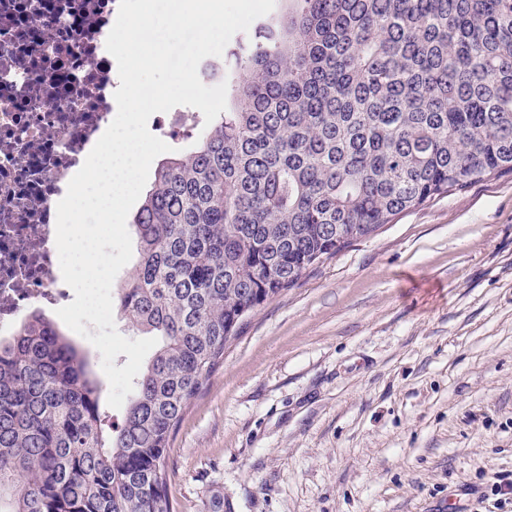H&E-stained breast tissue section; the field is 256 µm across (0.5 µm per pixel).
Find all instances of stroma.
<instances>
[{
	"mask_svg": "<svg viewBox=\"0 0 512 512\" xmlns=\"http://www.w3.org/2000/svg\"><path fill=\"white\" fill-rule=\"evenodd\" d=\"M176 512H448L512 478V174L258 307L169 444Z\"/></svg>",
	"mask_w": 512,
	"mask_h": 512,
	"instance_id": "1",
	"label": "stroma"
}]
</instances>
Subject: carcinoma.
<instances>
[{
  "mask_svg": "<svg viewBox=\"0 0 512 512\" xmlns=\"http://www.w3.org/2000/svg\"><path fill=\"white\" fill-rule=\"evenodd\" d=\"M234 107L155 174L118 289L159 338L112 425L41 310L0 339V512H175L168 448L257 307L432 198L512 172V0H291Z\"/></svg>",
  "mask_w": 512,
  "mask_h": 512,
  "instance_id": "cac0c4a2",
  "label": "carcinoma"
}]
</instances>
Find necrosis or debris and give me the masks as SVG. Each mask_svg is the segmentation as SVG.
Instances as JSON below:
<instances>
[{"instance_id": "necrosis-or-debris-1", "label": "necrosis or debris", "mask_w": 512, "mask_h": 512, "mask_svg": "<svg viewBox=\"0 0 512 512\" xmlns=\"http://www.w3.org/2000/svg\"><path fill=\"white\" fill-rule=\"evenodd\" d=\"M120 0H0V335L68 297L55 199L116 116Z\"/></svg>"}]
</instances>
